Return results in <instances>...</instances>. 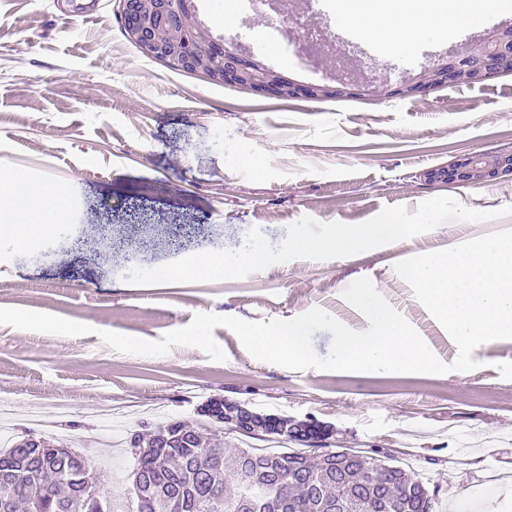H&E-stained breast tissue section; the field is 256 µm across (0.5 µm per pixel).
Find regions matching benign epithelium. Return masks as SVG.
<instances>
[{
	"label": "benign epithelium",
	"mask_w": 512,
	"mask_h": 512,
	"mask_svg": "<svg viewBox=\"0 0 512 512\" xmlns=\"http://www.w3.org/2000/svg\"><path fill=\"white\" fill-rule=\"evenodd\" d=\"M183 0H118L124 34L142 53L185 71L200 72L211 80L243 87L256 95L281 99L310 100L374 94L382 98L426 96L442 87L471 86L496 76L512 74V26L497 28L465 42L441 60L399 83L388 80L365 83L353 75L337 73L333 84H301L236 51L228 52L213 40L211 30L193 12L181 7ZM299 47L313 61L335 65L337 58L323 55L315 46L300 41ZM512 177V149L482 154H463L447 165L430 169L424 177L431 183L475 186ZM217 398L200 409L202 415L238 433H256L262 428L251 409L234 405L224 410ZM266 421L278 432L288 431L309 448L331 447L330 430L310 420L271 415ZM152 448L196 450L195 434L175 426L150 440Z\"/></svg>",
	"instance_id": "benign-epithelium-1"
}]
</instances>
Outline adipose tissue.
I'll return each mask as SVG.
<instances>
[{"label": "adipose tissue", "instance_id": "1", "mask_svg": "<svg viewBox=\"0 0 512 512\" xmlns=\"http://www.w3.org/2000/svg\"><path fill=\"white\" fill-rule=\"evenodd\" d=\"M499 6L500 0H338V17L357 26L367 40L405 49L421 33L447 34ZM65 213V200L56 186L0 175L1 240L33 246Z\"/></svg>", "mask_w": 512, "mask_h": 512}]
</instances>
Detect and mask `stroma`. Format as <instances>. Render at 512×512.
Masks as SVG:
<instances>
[{
  "mask_svg": "<svg viewBox=\"0 0 512 512\" xmlns=\"http://www.w3.org/2000/svg\"><path fill=\"white\" fill-rule=\"evenodd\" d=\"M237 19L246 48L293 79L324 81L295 55L269 58ZM512 24L493 12L409 48L337 39L355 64L391 82L420 72L470 38ZM512 147V75L420 97L276 99L146 57L121 29L116 0H0V173L59 187L62 224L31 248L0 240V307L92 326L68 337L0 325V427L51 436L89 459L111 512L130 508L131 460L105 461L112 442L170 419L200 423L212 398L330 426L333 447L380 451L434 488L437 512H512V340L476 349V370L444 375L295 371L253 358L225 327L227 359L194 347L162 357L121 354L102 330L158 340L198 313L290 319L319 307L351 329L367 319L341 294L370 278L443 362L457 347L394 270L406 258L484 235L447 222L397 247L323 262L295 260L239 280L132 285L135 265L243 247L259 227L272 244L302 216L356 224L382 208L415 210L448 195L476 210L512 205V180L460 187L426 181L461 153ZM151 237L145 253L113 255L106 236Z\"/></svg>",
  "mask_w": 512,
  "mask_h": 512,
  "instance_id": "obj_1",
  "label": "stroma"
}]
</instances>
